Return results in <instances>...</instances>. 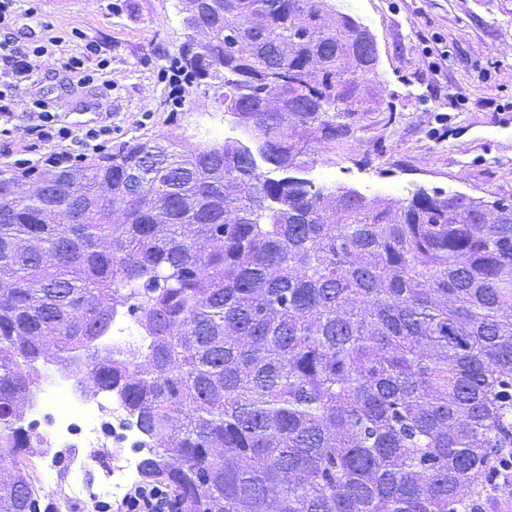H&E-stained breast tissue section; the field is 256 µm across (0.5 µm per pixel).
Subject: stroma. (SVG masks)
Listing matches in <instances>:
<instances>
[{"label": "stroma", "instance_id": "stroma-1", "mask_svg": "<svg viewBox=\"0 0 512 512\" xmlns=\"http://www.w3.org/2000/svg\"><path fill=\"white\" fill-rule=\"evenodd\" d=\"M374 35L379 63L362 86L367 111L354 137L316 147L315 182L367 198L418 189L512 203V0H336ZM20 44L57 40L21 96L48 102L79 129L110 124L105 149L165 132L223 140L231 118L203 98L173 104L186 82L175 65L184 41L177 0H21ZM96 43L93 84L61 66Z\"/></svg>", "mask_w": 512, "mask_h": 512}]
</instances>
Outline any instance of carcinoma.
<instances>
[{"label": "carcinoma", "mask_w": 512, "mask_h": 512, "mask_svg": "<svg viewBox=\"0 0 512 512\" xmlns=\"http://www.w3.org/2000/svg\"><path fill=\"white\" fill-rule=\"evenodd\" d=\"M199 22L181 60L250 142L0 168V512H40L25 404L77 352L184 512H468L512 447V204L486 223L463 193L302 176L298 145L354 135L379 61L336 0H204ZM124 310L141 347L103 359Z\"/></svg>", "instance_id": "obj_1"}]
</instances>
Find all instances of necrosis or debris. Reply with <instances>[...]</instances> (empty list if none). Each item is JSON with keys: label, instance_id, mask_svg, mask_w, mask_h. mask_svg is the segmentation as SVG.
I'll return each instance as SVG.
<instances>
[{"label": "necrosis or debris", "instance_id": "obj_1", "mask_svg": "<svg viewBox=\"0 0 512 512\" xmlns=\"http://www.w3.org/2000/svg\"><path fill=\"white\" fill-rule=\"evenodd\" d=\"M27 426L43 446L35 483L54 512L81 501L86 512L121 502L140 476L145 439L117 395L90 396L71 372L41 375L27 410Z\"/></svg>", "mask_w": 512, "mask_h": 512}]
</instances>
